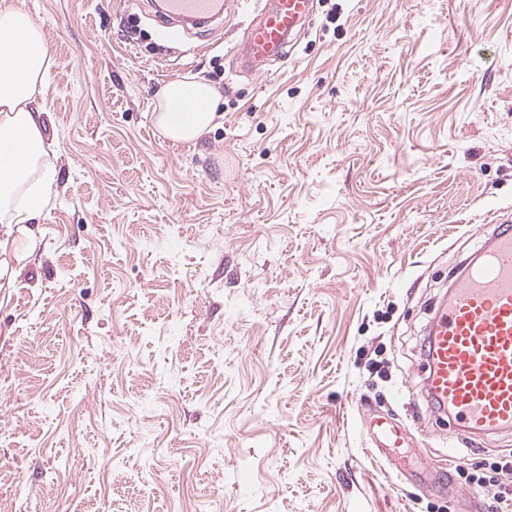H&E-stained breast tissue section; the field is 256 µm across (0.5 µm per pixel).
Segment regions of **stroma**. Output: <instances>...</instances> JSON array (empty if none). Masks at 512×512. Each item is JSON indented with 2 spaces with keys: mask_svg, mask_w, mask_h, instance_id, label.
Here are the masks:
<instances>
[{
  "mask_svg": "<svg viewBox=\"0 0 512 512\" xmlns=\"http://www.w3.org/2000/svg\"><path fill=\"white\" fill-rule=\"evenodd\" d=\"M12 2L56 151L0 224V512H500L512 434L467 439L423 381L449 274L512 219V0H317L257 73V0L190 30ZM174 79L221 95L198 140L154 127Z\"/></svg>",
  "mask_w": 512,
  "mask_h": 512,
  "instance_id": "35a3bbf8",
  "label": "stroma"
}]
</instances>
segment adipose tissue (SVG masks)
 I'll list each match as a JSON object with an SVG mask.
<instances>
[{
    "mask_svg": "<svg viewBox=\"0 0 512 512\" xmlns=\"http://www.w3.org/2000/svg\"><path fill=\"white\" fill-rule=\"evenodd\" d=\"M19 41L23 53L0 56V148L13 156L11 167L0 168V224H24L49 201L46 158L52 144L45 134V109L41 86L52 60L40 29L30 14L0 0V42ZM193 94L200 108L176 112L172 106ZM220 95L208 83L173 80L158 91L155 125L161 135L175 142L196 140L217 124Z\"/></svg>",
    "mask_w": 512,
    "mask_h": 512,
    "instance_id": "obj_1",
    "label": "adipose tissue"
}]
</instances>
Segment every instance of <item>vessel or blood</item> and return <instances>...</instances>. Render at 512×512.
Listing matches in <instances>:
<instances>
[{
  "instance_id": "obj_1",
  "label": "vessel or blood",
  "mask_w": 512,
  "mask_h": 512,
  "mask_svg": "<svg viewBox=\"0 0 512 512\" xmlns=\"http://www.w3.org/2000/svg\"><path fill=\"white\" fill-rule=\"evenodd\" d=\"M314 0H272L245 40L244 63L283 56L311 16ZM227 0H158L169 23L201 26L223 17ZM449 298L429 329L425 389L455 413L472 438L512 430V225L495 222L486 247L453 274Z\"/></svg>"
}]
</instances>
